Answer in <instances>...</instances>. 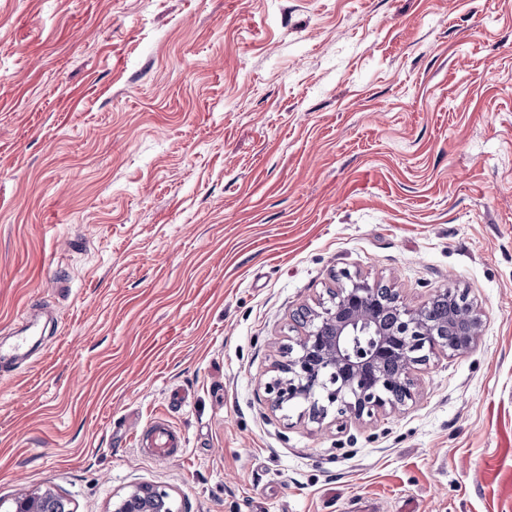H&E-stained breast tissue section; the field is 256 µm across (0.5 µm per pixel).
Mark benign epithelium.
<instances>
[{
  "label": "benign epithelium",
  "mask_w": 512,
  "mask_h": 512,
  "mask_svg": "<svg viewBox=\"0 0 512 512\" xmlns=\"http://www.w3.org/2000/svg\"><path fill=\"white\" fill-rule=\"evenodd\" d=\"M389 303L378 302L371 284L353 281L336 289L331 304L305 307L296 322L307 331L283 348L277 375L266 383L272 406L281 409L304 402V414L320 423L331 410L336 419L360 421L415 399L413 372L437 351L470 350L483 330V319L469 291L444 288L436 296L448 302L440 323L425 318L390 288ZM54 492L26 494L14 512H54ZM113 512H173L170 493L138 485L119 496Z\"/></svg>",
  "instance_id": "1"
}]
</instances>
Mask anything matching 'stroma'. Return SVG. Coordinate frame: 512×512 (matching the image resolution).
I'll list each match as a JSON object with an SVG mask.
<instances>
[{
  "label": "stroma",
  "mask_w": 512,
  "mask_h": 512,
  "mask_svg": "<svg viewBox=\"0 0 512 512\" xmlns=\"http://www.w3.org/2000/svg\"><path fill=\"white\" fill-rule=\"evenodd\" d=\"M348 273L469 289L483 333L399 410L272 408ZM24 321L0 512H512V0H0L1 346ZM142 434H146L154 456L170 457L174 448H184L185 438L180 430L166 420H156L147 424ZM114 512H171L170 493L153 485L132 486L113 504ZM54 496L52 490L22 495L15 500L14 512H54Z\"/></svg>",
  "instance_id": "35a3bbf8"
}]
</instances>
